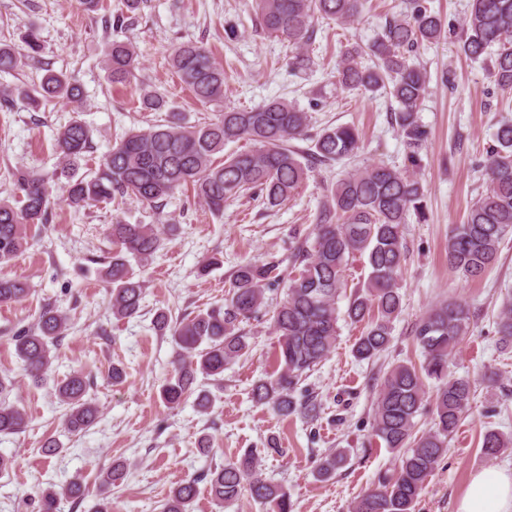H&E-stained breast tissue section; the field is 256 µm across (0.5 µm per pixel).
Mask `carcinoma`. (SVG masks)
Masks as SVG:
<instances>
[{"label": "carcinoma", "mask_w": 512, "mask_h": 512, "mask_svg": "<svg viewBox=\"0 0 512 512\" xmlns=\"http://www.w3.org/2000/svg\"><path fill=\"white\" fill-rule=\"evenodd\" d=\"M89 12L104 11L107 27L125 25V11L140 8L142 0H117L114 8L103 0H82ZM262 30L288 43V64L308 62L305 47L315 38L319 19L347 22L357 18L364 0H256ZM410 19L393 18L382 36L368 48L372 64L358 62L363 49L347 50L336 70V82L344 89L374 94L383 91L397 103L392 121L410 150L411 164L427 138L417 113L428 85L425 73L410 63L408 53L423 43H433L445 33L439 16L409 0ZM25 52L0 41V71L15 70L22 59L34 60L44 49L39 31L28 29L22 37ZM464 55L473 60H490V75L503 89H512V0H471L460 38ZM114 83H123L137 66V54L128 41L113 40L105 59ZM171 65L179 80L203 106L224 102V66L203 46L186 41L174 47ZM55 99L81 100L80 86L63 73L46 70L39 86L3 91V103L20 102L28 108ZM143 108L167 112L161 124L135 130L112 145L95 162L89 173L76 176L81 163L92 161V133L75 119L57 131L60 174L67 178L65 201L75 210L99 203L116 207L126 199L160 208L178 191H190L213 214H224V203L249 197L268 208L287 202L306 182L312 165L340 161L359 149L360 136L349 125L327 126L314 139L308 155L290 142L306 137L310 115L280 99L250 109L226 110L210 121L191 124L164 98L149 92ZM244 140L253 149L224 153L230 142ZM484 189L470 208L465 221L451 227L448 235V265L466 279L480 278L496 261L503 240L512 234V124L497 129L495 144L487 150ZM15 193L0 200V264L9 263L26 246L35 230H41L51 209L48 181L18 168L13 173ZM426 221L422 184L406 170L383 164L356 169L332 185L325 195L310 234L291 256L287 290L273 311L272 329L277 336L278 368L251 389L252 399L269 405L278 414L312 416L316 405L299 403L294 393L304 374L324 361L335 348L338 308L343 274L349 260L366 259L369 272L361 289L351 294L346 316L366 327L353 346L358 360H372L390 342L392 323L401 310L398 277L407 256L402 224L410 214ZM112 256L103 262L100 277L112 286V315L123 320L136 316L143 298L142 281L132 262L149 260L160 248L163 231L155 224H130L120 218L109 225ZM280 263L239 265L229 283L224 307L200 310L173 322L160 312L153 324L159 331L171 330L178 348L172 373L161 387L160 396L175 408L194 398L201 414L210 413L213 399L207 391H196L197 374L216 380L224 365L250 350L248 336L240 324L264 305L265 290L281 281ZM30 292L17 278L0 276V303L19 302ZM472 317L466 305L442 301L422 316L414 327V340L423 357L420 364L402 362L385 372L374 403V435L384 447L398 454L399 464L391 474L379 478L378 486L365 491L350 512H416L428 478L448 451V437L462 415L471 407L473 387L469 379L448 374V361L461 338L470 331ZM69 327V318L50 304L43 307L35 325L18 329L10 342L24 373L42 379L54 360L52 349ZM497 333L505 347L512 346V300L503 302ZM435 384L431 404L433 426L415 434L416 417L426 402V382ZM89 381L75 371L55 386L64 407L62 422L71 433L86 431L99 420L100 410L88 397ZM13 382L0 375V435L19 433L29 424L26 411L8 399ZM512 446V437L486 430L482 451L494 457ZM262 449L250 448L237 460L208 470L212 498L231 504L247 491L266 512H292L290 494L260 473ZM346 461L341 451L323 457L317 476L329 479ZM126 475L122 461L100 472L99 502L95 512H112V486ZM198 480L174 488L162 512H191ZM86 487L80 477L61 489L39 492L38 512H62L61 503L83 500Z\"/></svg>", "instance_id": "carcinoma-1"}]
</instances>
